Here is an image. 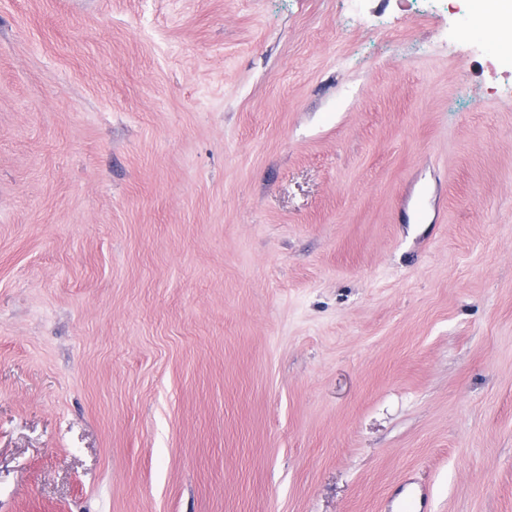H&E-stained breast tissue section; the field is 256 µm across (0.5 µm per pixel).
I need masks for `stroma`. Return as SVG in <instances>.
<instances>
[{
	"instance_id": "obj_1",
	"label": "stroma",
	"mask_w": 512,
	"mask_h": 512,
	"mask_svg": "<svg viewBox=\"0 0 512 512\" xmlns=\"http://www.w3.org/2000/svg\"><path fill=\"white\" fill-rule=\"evenodd\" d=\"M497 24L0 0V512H512Z\"/></svg>"
}]
</instances>
